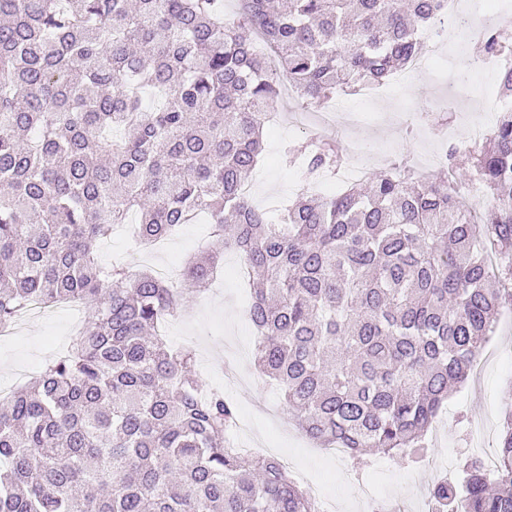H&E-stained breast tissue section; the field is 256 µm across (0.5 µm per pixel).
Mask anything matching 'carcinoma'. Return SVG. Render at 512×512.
Listing matches in <instances>:
<instances>
[{
    "mask_svg": "<svg viewBox=\"0 0 512 512\" xmlns=\"http://www.w3.org/2000/svg\"><path fill=\"white\" fill-rule=\"evenodd\" d=\"M0 0V328L35 303L90 310L68 352L0 404V512H318L275 459L225 448L234 407L202 388L192 349L159 325L178 289L149 268L105 267L98 246L136 216L141 242L200 215L243 261L259 369L321 447L352 462L424 447L512 290V108L490 147L448 149L435 175L400 166L303 193L269 223L243 193L286 79L322 107L382 84L422 50L447 0ZM512 55L499 30L480 53ZM309 182L344 163L297 139ZM493 201L472 223L451 174ZM488 239L500 257L491 272ZM490 476L431 491L443 512H512V410Z\"/></svg>",
    "mask_w": 512,
    "mask_h": 512,
    "instance_id": "1",
    "label": "carcinoma"
}]
</instances>
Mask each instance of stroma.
Returning <instances> with one entry per match:
<instances>
[{
  "label": "stroma",
  "mask_w": 512,
  "mask_h": 512,
  "mask_svg": "<svg viewBox=\"0 0 512 512\" xmlns=\"http://www.w3.org/2000/svg\"><path fill=\"white\" fill-rule=\"evenodd\" d=\"M343 106L366 112L365 121L353 129L364 143H376V130L387 127L396 157L419 161L441 147L434 126L423 127L418 135L407 131L395 105L371 112L366 103L349 97ZM296 107L293 99L280 98L275 108L280 123L265 133L261 161L251 180L255 205L273 213L302 189L297 169L282 160L283 145L314 134L313 128L288 125V114ZM208 240L209 226L200 220L182 225L165 249H149L129 234L118 233L100 244L98 256L104 266L124 264L135 271L166 262L180 267L195 259ZM241 264L237 253L225 252L221 273L204 293L175 278L173 284L182 293L181 314L164 327L165 339L173 347L199 346L212 352V359L195 366L203 387L223 390L225 398L236 406L238 419L250 421V439L256 447L273 446L288 456L293 471L335 512H372L373 505L359 497L364 481L372 483L378 492L375 505L387 504L398 512H428L429 491L437 480H460L465 457L488 453L495 446L503 412L512 408V305L502 309L493 334L478 353L481 373H470L440 410L429 432L424 457L412 463L373 453L368 466L358 474L346 461L324 455L289 415L275 385L258 376L254 359L257 336L245 312L247 286L235 274ZM77 335V317L67 308L56 305L25 316L12 335L0 337V386L11 391L25 386L29 373L39 372ZM228 362L237 366L241 376H256V384L226 386L224 365Z\"/></svg>",
  "instance_id": "1"
}]
</instances>
